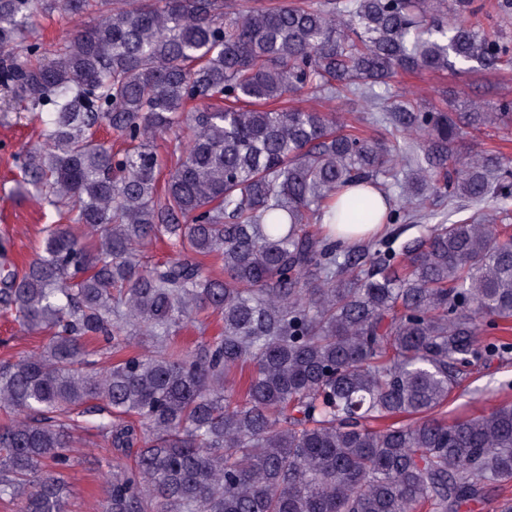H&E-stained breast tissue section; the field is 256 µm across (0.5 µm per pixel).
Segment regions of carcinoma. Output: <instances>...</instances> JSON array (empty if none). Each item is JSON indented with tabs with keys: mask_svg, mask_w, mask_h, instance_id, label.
<instances>
[{
	"mask_svg": "<svg viewBox=\"0 0 512 512\" xmlns=\"http://www.w3.org/2000/svg\"><path fill=\"white\" fill-rule=\"evenodd\" d=\"M494 10L486 29L474 0H0V87L40 123L14 162L56 215L0 274V313L49 337L0 366V499L69 512L87 412L127 459L101 512H459L512 482V403L446 411L483 357L512 355L483 339L512 328V158L461 151L512 124V102L375 91L511 63L512 0ZM69 15L89 21L28 41ZM290 96L362 101L390 137ZM431 195L486 210L397 249L325 228L339 200L348 224H396ZM162 238L171 254L141 264ZM189 324L200 341L181 348ZM140 334L153 346L128 350ZM85 17L79 15H72L63 20L61 23L52 24L45 20L39 21L31 34L32 37H43L47 42L55 39L58 42L64 38L68 33L81 28L84 25Z\"/></svg>",
	"mask_w": 512,
	"mask_h": 512,
	"instance_id": "obj_1",
	"label": "carcinoma"
}]
</instances>
